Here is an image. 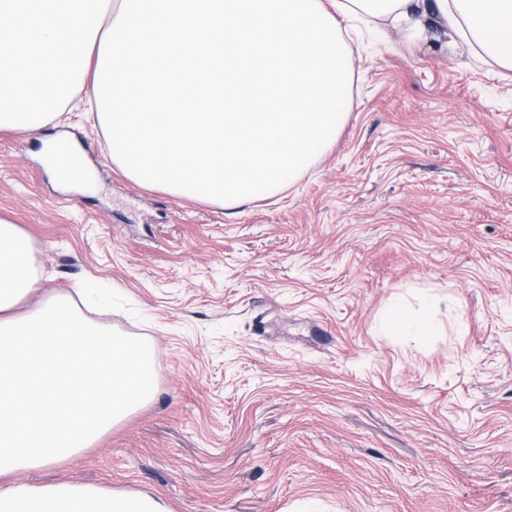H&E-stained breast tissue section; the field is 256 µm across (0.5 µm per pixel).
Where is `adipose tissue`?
Instances as JSON below:
<instances>
[{
  "mask_svg": "<svg viewBox=\"0 0 512 512\" xmlns=\"http://www.w3.org/2000/svg\"><path fill=\"white\" fill-rule=\"evenodd\" d=\"M512 70V0H0V129L36 131L83 88L113 164L144 187L235 209L330 148L354 66L339 17L419 39L428 15ZM151 345L42 293L27 235L0 224V512H168L14 475L78 458L148 403Z\"/></svg>",
  "mask_w": 512,
  "mask_h": 512,
  "instance_id": "obj_1",
  "label": "adipose tissue"
}]
</instances>
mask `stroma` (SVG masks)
<instances>
[{"instance_id": "1", "label": "stroma", "mask_w": 512, "mask_h": 512, "mask_svg": "<svg viewBox=\"0 0 512 512\" xmlns=\"http://www.w3.org/2000/svg\"><path fill=\"white\" fill-rule=\"evenodd\" d=\"M425 26L352 41L335 143L231 213L129 180L83 113L0 130V221L44 288L111 290L82 314L152 343L158 378L21 481L169 512H512V71ZM58 134L85 152L82 187L44 163Z\"/></svg>"}]
</instances>
